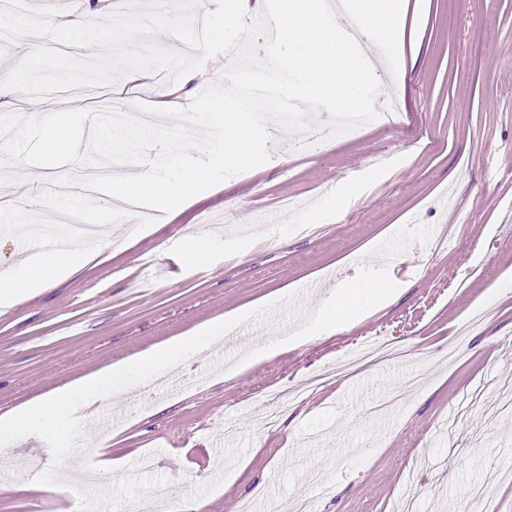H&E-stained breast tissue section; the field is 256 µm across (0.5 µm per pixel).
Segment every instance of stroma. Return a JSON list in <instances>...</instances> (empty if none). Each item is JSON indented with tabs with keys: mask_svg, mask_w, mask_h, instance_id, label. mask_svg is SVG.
Returning <instances> with one entry per match:
<instances>
[{
	"mask_svg": "<svg viewBox=\"0 0 512 512\" xmlns=\"http://www.w3.org/2000/svg\"><path fill=\"white\" fill-rule=\"evenodd\" d=\"M120 0H27L1 13L0 30L25 32L44 13L73 10L99 19ZM399 55L403 83L396 124H371L325 137L303 157L274 149L267 162L215 186L170 214L140 224L107 219L94 202L60 200L85 220L109 225L110 244L76 274L36 297L0 306V413L90 371L131 356L241 307L261 306L316 286L300 316L238 328L221 346L187 361L179 389L148 386L126 403L121 426L101 407L92 459L93 497L61 486L34 496L0 479V512H131L155 484L172 505L197 512H393L405 494L414 512H481L465 489L487 484L512 501V0H407ZM168 79L126 78L92 96L38 101L13 93L7 112L50 113L111 107L113 98L154 102ZM76 166H31L0 200V267L22 261L19 226L43 221L42 195H28ZM206 233L209 253L195 264L178 242ZM167 270L142 286L141 253ZM381 259L406 254L413 272L392 276L395 296L336 332L306 331L320 305L345 285H363ZM306 331L304 341L243 374L227 359L245 344ZM394 342L403 361L354 376L325 378L280 407L278 398L323 375L343 357ZM419 382L382 415L365 406L407 374ZM15 469L48 470L51 452L36 436L0 448ZM236 470L225 483L227 470ZM332 485L331 495L319 492Z\"/></svg>",
	"mask_w": 512,
	"mask_h": 512,
	"instance_id": "obj_1",
	"label": "stroma"
}]
</instances>
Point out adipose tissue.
I'll list each match as a JSON object with an SVG mask.
<instances>
[{"mask_svg":"<svg viewBox=\"0 0 512 512\" xmlns=\"http://www.w3.org/2000/svg\"><path fill=\"white\" fill-rule=\"evenodd\" d=\"M78 18L64 16H43L24 36L26 52L14 65L15 76H22L32 65L40 61L44 40L55 31L77 26ZM210 140L193 139L188 153L185 178L181 181H169L159 177L154 164L141 165L136 177H110L108 192L110 196L137 195L146 204L156 209L168 208L183 197L187 181L195 179L199 169L200 157L209 155ZM85 254L71 250L61 255L42 253L31 258L21 272L0 281V300L11 303L23 295L37 294L50 282L72 276L85 265ZM384 291L382 284L369 283L364 289L349 285L341 292L337 301L325 304L320 311L319 322L322 327L334 328L344 321L361 318L369 309V299L378 298Z\"/></svg>","mask_w":512,"mask_h":512,"instance_id":"obj_1","label":"adipose tissue"}]
</instances>
